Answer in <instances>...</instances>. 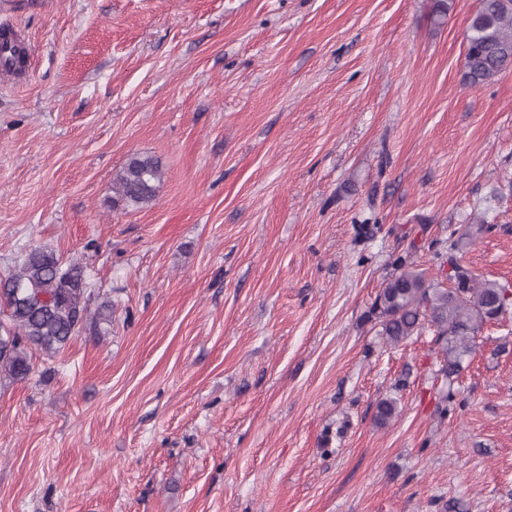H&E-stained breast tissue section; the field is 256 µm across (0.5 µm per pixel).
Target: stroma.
Segmentation results:
<instances>
[{"mask_svg":"<svg viewBox=\"0 0 512 512\" xmlns=\"http://www.w3.org/2000/svg\"><path fill=\"white\" fill-rule=\"evenodd\" d=\"M20 0L0 278L86 265L99 335L0 375V512H512V310L460 376L370 309L399 263L512 287V65L453 0ZM163 179L113 207L128 158ZM399 412L375 422L380 400ZM467 22L464 77L471 86L492 79L512 63V0H480Z\"/></svg>","mask_w":512,"mask_h":512,"instance_id":"1","label":"stroma"}]
</instances>
